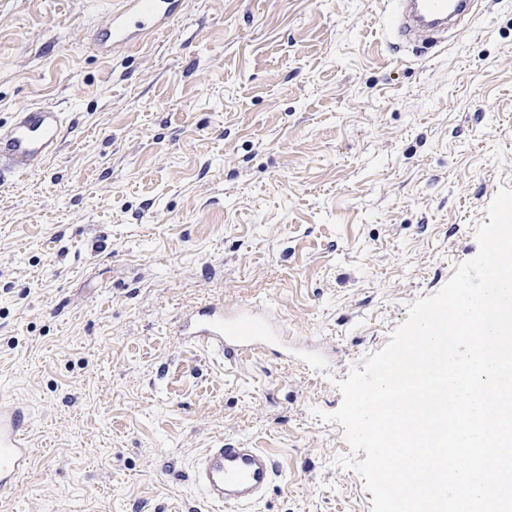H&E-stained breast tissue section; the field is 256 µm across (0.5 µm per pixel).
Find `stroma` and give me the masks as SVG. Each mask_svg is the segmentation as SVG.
I'll list each match as a JSON object with an SVG mask.
<instances>
[{"instance_id":"1","label":"stroma","mask_w":512,"mask_h":512,"mask_svg":"<svg viewBox=\"0 0 512 512\" xmlns=\"http://www.w3.org/2000/svg\"><path fill=\"white\" fill-rule=\"evenodd\" d=\"M103 0H0V123L66 112L62 152L0 187V395L33 416L0 512H186L224 440L287 471L254 512H371L337 381L475 257L512 189V0L424 59L379 0H188L112 59ZM265 299L335 341L317 370L180 343L183 309Z\"/></svg>"}]
</instances>
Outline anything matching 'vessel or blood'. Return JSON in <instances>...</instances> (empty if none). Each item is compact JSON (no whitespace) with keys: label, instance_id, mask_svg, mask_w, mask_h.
I'll return each mask as SVG.
<instances>
[{"label":"vessel or blood","instance_id":"obj_1","mask_svg":"<svg viewBox=\"0 0 512 512\" xmlns=\"http://www.w3.org/2000/svg\"><path fill=\"white\" fill-rule=\"evenodd\" d=\"M493 0H383V36L393 51L416 43L437 46L454 27L474 28ZM185 10V0H114L92 45L104 57L117 56L167 32ZM67 128L63 112L30 106L0 126V186L40 167L61 150ZM185 345L228 361L264 357L313 366L336 355L333 341L292 335L287 317L260 300L214 301L180 312L173 325ZM32 413L16 399L0 396V494H15L32 464ZM282 478L279 454L270 448L222 444L197 454L192 479L204 503L220 512H246Z\"/></svg>","mask_w":512,"mask_h":512}]
</instances>
